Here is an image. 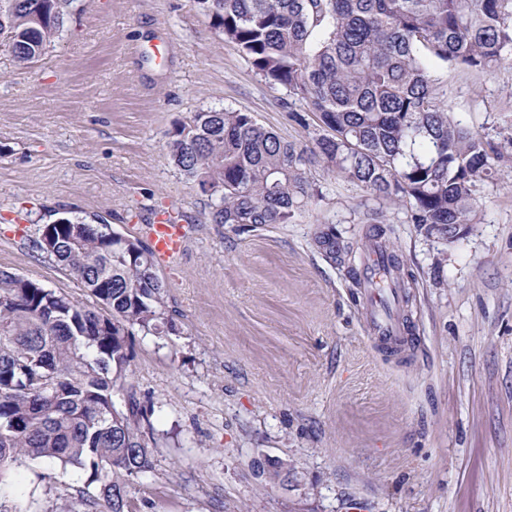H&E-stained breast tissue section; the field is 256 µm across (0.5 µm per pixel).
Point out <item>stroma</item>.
<instances>
[{"instance_id":"1","label":"stroma","mask_w":512,"mask_h":512,"mask_svg":"<svg viewBox=\"0 0 512 512\" xmlns=\"http://www.w3.org/2000/svg\"><path fill=\"white\" fill-rule=\"evenodd\" d=\"M59 37L29 62L0 43V270L79 301L46 253L43 225L99 218L148 242L182 224L185 250L157 262L167 336L130 338L129 381L152 406L153 469L138 512H512V147L479 182V221L455 232L315 168L320 194L288 224H213L209 198L169 159L175 122L252 113L309 143L195 0H69ZM462 126L512 135V66H433ZM382 208L414 279L391 310L411 338L374 340L359 269ZM335 227L344 249L315 242ZM73 475L0 483V512H54Z\"/></svg>"}]
</instances>
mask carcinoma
Masks as SVG:
<instances>
[{"instance_id":"obj_1","label":"carcinoma","mask_w":512,"mask_h":512,"mask_svg":"<svg viewBox=\"0 0 512 512\" xmlns=\"http://www.w3.org/2000/svg\"><path fill=\"white\" fill-rule=\"evenodd\" d=\"M63 0H0V41L21 62L64 25ZM256 73L286 90L283 106L312 144L286 141L249 112H195L175 123L169 157L214 199L212 224H288L318 194L317 165L405 207L409 222L474 224L476 183L495 175L497 146L449 115L429 62L489 73L512 65V0H195ZM300 108H294L295 104ZM370 243L388 288L412 274L388 250L382 211ZM80 217L44 225L33 246L81 284L83 304L0 270V479L15 463L50 465L81 486L56 512H135L133 485L153 469L152 409L128 382L129 336H166V285L154 252ZM317 246L334 260L336 228Z\"/></svg>"}]
</instances>
